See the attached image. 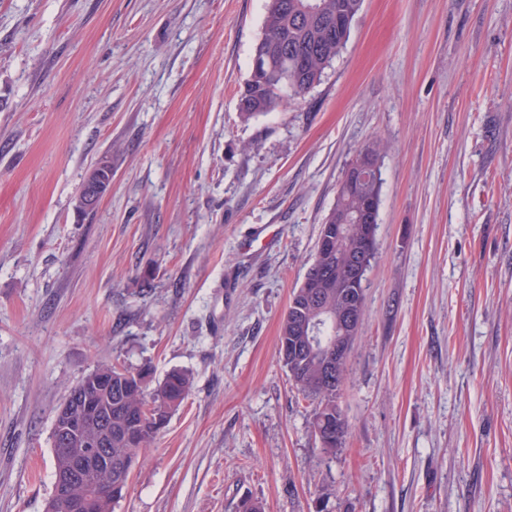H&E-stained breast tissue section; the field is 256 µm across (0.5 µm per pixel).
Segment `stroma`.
Instances as JSON below:
<instances>
[{
	"label": "stroma",
	"mask_w": 512,
	"mask_h": 512,
	"mask_svg": "<svg viewBox=\"0 0 512 512\" xmlns=\"http://www.w3.org/2000/svg\"><path fill=\"white\" fill-rule=\"evenodd\" d=\"M266 6L0 0V512H44L55 410L103 363L193 380L113 512H512V0H363L321 83L246 122ZM376 139L327 453L280 326ZM111 189L112 166L101 160L91 168L82 185L78 196L81 209L87 213L95 211Z\"/></svg>",
	"instance_id": "35a3bbf8"
}]
</instances>
